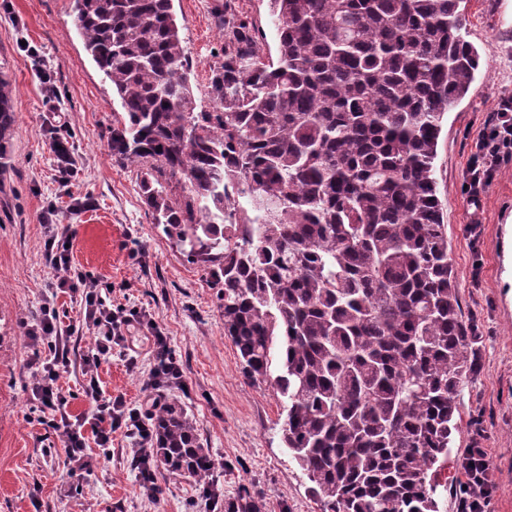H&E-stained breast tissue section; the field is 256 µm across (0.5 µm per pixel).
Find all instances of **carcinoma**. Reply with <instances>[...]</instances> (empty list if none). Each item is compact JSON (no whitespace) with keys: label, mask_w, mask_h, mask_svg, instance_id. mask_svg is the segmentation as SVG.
<instances>
[{"label":"carcinoma","mask_w":512,"mask_h":512,"mask_svg":"<svg viewBox=\"0 0 512 512\" xmlns=\"http://www.w3.org/2000/svg\"><path fill=\"white\" fill-rule=\"evenodd\" d=\"M268 2L274 61L215 4L199 111L173 0H72L123 109L109 155L138 168L154 224L207 271L244 376L277 365L282 441L320 512H439L471 364L434 165L480 67L462 0ZM13 94L1 71L0 164ZM152 424L155 463L208 484L187 412L165 402ZM225 512L263 505L244 490Z\"/></svg>","instance_id":"cac0c4a2"}]
</instances>
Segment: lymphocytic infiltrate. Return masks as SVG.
Wrapping results in <instances>:
<instances>
[{"instance_id":"1","label":"lymphocytic infiltrate","mask_w":512,"mask_h":512,"mask_svg":"<svg viewBox=\"0 0 512 512\" xmlns=\"http://www.w3.org/2000/svg\"><path fill=\"white\" fill-rule=\"evenodd\" d=\"M512 164V96L502 98L497 112L475 142L466 169V185L473 205H480L486 187L496 173ZM70 236L50 239L46 249L54 266L61 269L54 286L61 291L80 294L84 304L86 320L95 327L97 339L82 356L83 371L89 377L88 395L94 400L97 412L90 428L70 421L64 411L68 399L57 383L56 365L64 359L63 353H55L53 361L43 363L32 386V393L43 409L58 413L62 427V438L68 450V462L72 468L82 470L85 459L86 437L94 435L99 447L108 448L112 433L125 429L135 441L134 457L137 477L143 487L156 486V473L152 466L153 445L151 426L138 409L127 407L123 397H106L100 394L92 379L103 360L111 355L113 347L124 344L129 326L144 324L150 330V341L154 351V363L147 380L148 386L181 384L183 369L172 353L168 337L162 328L146 315L133 312L119 314L109 308L91 279L69 275ZM459 467L465 479L463 491L465 512H488L494 497L496 483L489 464L488 452L483 448H470L464 453Z\"/></svg>"}]
</instances>
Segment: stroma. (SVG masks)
I'll return each instance as SVG.
<instances>
[{
	"label": "stroma",
	"mask_w": 512,
	"mask_h": 512,
	"mask_svg": "<svg viewBox=\"0 0 512 512\" xmlns=\"http://www.w3.org/2000/svg\"><path fill=\"white\" fill-rule=\"evenodd\" d=\"M234 2L265 54L276 55L268 0ZM173 5L202 106L221 45L214 0ZM461 8L481 66L468 94L443 119L435 166L474 357L448 450V486L438 489L437 500L441 512H462L459 460L467 449L484 448L497 483L490 512H512V165L499 172L477 209L464 178L473 141L499 100L512 96V0H463ZM0 71L12 80L16 116L10 165L0 169V512H224V502L242 490L266 512H320L283 444L273 387L243 375L204 272L153 224L137 168L105 150L122 109L76 33L71 0H0ZM56 137L67 139L70 163L53 152ZM62 232L73 235V271L94 279L108 306L147 313L166 332L185 384L163 394L193 417L214 462L219 506L188 476L161 470L160 493L141 487L135 445L122 429L113 432L108 449L89 443L87 469L69 466L51 413L31 391L32 358L50 353L34 352L26 335L50 307L69 349L68 362L58 367L67 412L73 419L91 417L96 404L84 392L82 354L95 331L79 295L50 288L58 271L45 243ZM152 364L147 337H129L102 362L99 387L139 407Z\"/></svg>",
	"instance_id": "stroma-1"
}]
</instances>
